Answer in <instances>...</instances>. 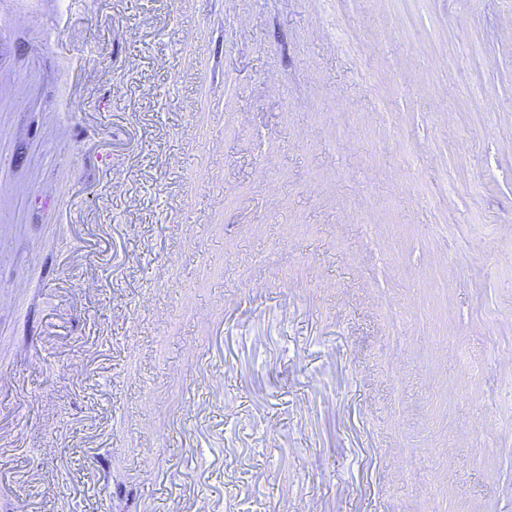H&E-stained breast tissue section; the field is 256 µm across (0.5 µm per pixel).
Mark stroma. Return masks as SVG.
Here are the masks:
<instances>
[{"label": "stroma", "mask_w": 512, "mask_h": 512, "mask_svg": "<svg viewBox=\"0 0 512 512\" xmlns=\"http://www.w3.org/2000/svg\"><path fill=\"white\" fill-rule=\"evenodd\" d=\"M49 9L0 0V512H512V0Z\"/></svg>", "instance_id": "stroma-1"}]
</instances>
